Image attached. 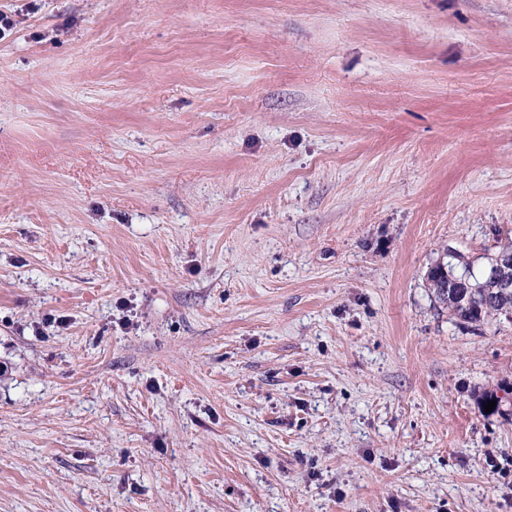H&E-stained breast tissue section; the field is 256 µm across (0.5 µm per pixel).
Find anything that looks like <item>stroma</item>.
<instances>
[{
    "mask_svg": "<svg viewBox=\"0 0 512 512\" xmlns=\"http://www.w3.org/2000/svg\"><path fill=\"white\" fill-rule=\"evenodd\" d=\"M0 12V512H512V0ZM456 259L469 270L471 284L477 286V288H469L465 276L458 278L448 275L443 283V288H445V292L450 299L461 301L465 295L463 288H468L462 304L448 306L453 315L459 321L475 326H481L489 317L503 315L507 308H504L503 304H499L491 296L486 295L487 287L491 285V288L497 290V295L505 299H512V253L496 256L492 265L485 272L490 285L485 282L483 277L477 278L470 272L471 264L465 260L463 254L459 253Z\"/></svg>",
    "mask_w": 512,
    "mask_h": 512,
    "instance_id": "35a3bbf8",
    "label": "stroma"
}]
</instances>
